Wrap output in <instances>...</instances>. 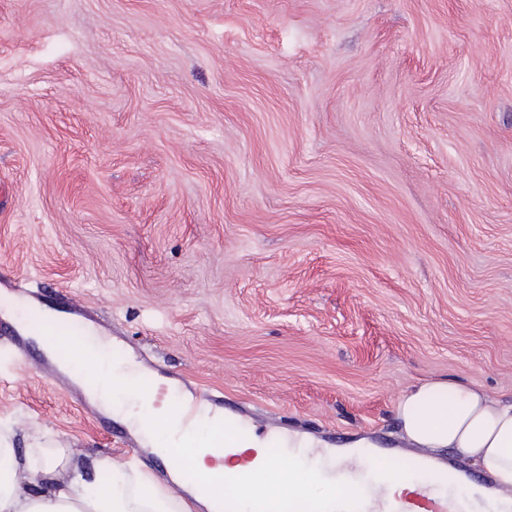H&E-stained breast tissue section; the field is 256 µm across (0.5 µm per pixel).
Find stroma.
Returning <instances> with one entry per match:
<instances>
[{"mask_svg": "<svg viewBox=\"0 0 512 512\" xmlns=\"http://www.w3.org/2000/svg\"><path fill=\"white\" fill-rule=\"evenodd\" d=\"M345 445L512 397V0H0V320ZM0 343V436L165 478Z\"/></svg>", "mask_w": 512, "mask_h": 512, "instance_id": "stroma-1", "label": "stroma"}]
</instances>
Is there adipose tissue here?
<instances>
[{
  "mask_svg": "<svg viewBox=\"0 0 512 512\" xmlns=\"http://www.w3.org/2000/svg\"><path fill=\"white\" fill-rule=\"evenodd\" d=\"M108 345L106 338L94 336L71 342L66 356L60 347L49 348L63 370L97 365L94 387L100 406L107 411L113 396L124 392L139 375L132 362H108L103 356ZM397 413L409 442L456 449L490 471L499 491H512V398L494 397L479 386L454 380L426 381L415 384L399 400ZM171 414L168 406L154 405L144 391L125 408L122 418L153 445L158 420ZM282 446L311 451L313 457L297 464H279L270 483L265 482L266 471L260 464L266 448L262 439L246 436L227 450L186 449L201 480L212 483L210 494L196 495V502L208 505L211 495L220 496L227 490L244 499L260 492L275 502L296 494L335 493V480L321 474V458L313 453V441L286 437ZM95 468L91 474L76 463L62 465L50 448H30L21 456L0 439V512H189L176 486L158 482L142 468L109 457L98 460ZM100 471L108 472V483L99 482L96 474Z\"/></svg>",
  "mask_w": 512,
  "mask_h": 512,
  "instance_id": "adipose-tissue-1",
  "label": "adipose tissue"
}]
</instances>
